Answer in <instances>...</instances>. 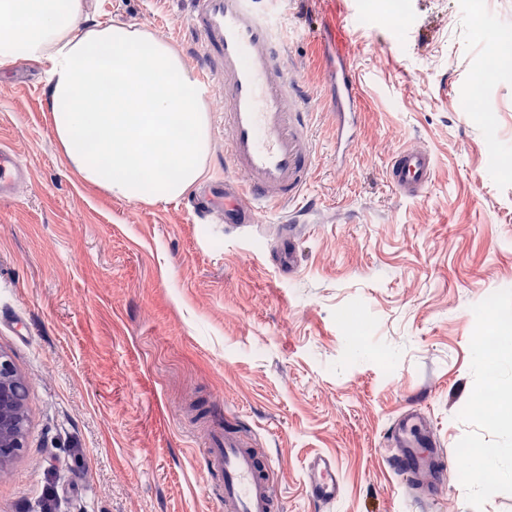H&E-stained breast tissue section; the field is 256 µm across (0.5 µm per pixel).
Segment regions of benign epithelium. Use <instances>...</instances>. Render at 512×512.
<instances>
[{
	"mask_svg": "<svg viewBox=\"0 0 512 512\" xmlns=\"http://www.w3.org/2000/svg\"><path fill=\"white\" fill-rule=\"evenodd\" d=\"M23 389L25 382L11 359L0 353V463L26 447Z\"/></svg>",
	"mask_w": 512,
	"mask_h": 512,
	"instance_id": "obj_1",
	"label": "benign epithelium"
}]
</instances>
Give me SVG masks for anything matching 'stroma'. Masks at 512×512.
Listing matches in <instances>:
<instances>
[{
	"instance_id": "35a3bbf8",
	"label": "stroma",
	"mask_w": 512,
	"mask_h": 512,
	"mask_svg": "<svg viewBox=\"0 0 512 512\" xmlns=\"http://www.w3.org/2000/svg\"><path fill=\"white\" fill-rule=\"evenodd\" d=\"M90 19L166 35L195 70L202 47L177 0H86ZM277 35L311 111L305 196L252 234L181 201L107 196L61 154L47 73L0 63V145L27 167L0 200V351L27 385V445L0 469V512H222L202 471L204 425L274 462L283 512H319L307 458H335L327 512H512V482L477 480L461 452L512 448L476 408L472 338L512 314V0H281ZM360 79L358 148L336 165L323 30ZM482 110L471 109L474 95ZM205 184L223 181L221 92L208 98ZM426 144L415 199L385 179L391 153ZM300 220L297 274L274 262ZM420 403L451 464L417 500L384 456L393 418Z\"/></svg>"
}]
</instances>
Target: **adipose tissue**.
<instances>
[{"label": "adipose tissue", "instance_id": "adipose-tissue-1", "mask_svg": "<svg viewBox=\"0 0 512 512\" xmlns=\"http://www.w3.org/2000/svg\"><path fill=\"white\" fill-rule=\"evenodd\" d=\"M16 59L47 65L53 132L87 183L161 205L204 178L209 111L170 42L123 22L89 24L85 0H0V61Z\"/></svg>", "mask_w": 512, "mask_h": 512}]
</instances>
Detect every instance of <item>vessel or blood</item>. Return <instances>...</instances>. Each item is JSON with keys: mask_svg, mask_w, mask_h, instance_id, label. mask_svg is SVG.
Listing matches in <instances>:
<instances>
[{"mask_svg": "<svg viewBox=\"0 0 512 512\" xmlns=\"http://www.w3.org/2000/svg\"><path fill=\"white\" fill-rule=\"evenodd\" d=\"M187 22L203 48L207 72L221 77L227 134L224 165L231 179L203 191L191 206L215 224L248 230L264 208L300 196L313 173L308 146L312 136L310 110L302 87L290 79L288 60L273 45L277 23L275 0H188ZM329 60V108L336 146L350 153L355 144V119L362 107L359 82L347 61L340 35H333ZM435 174L431 152L422 145L398 148L388 161L386 181L400 196L416 198ZM28 171L14 152L0 146V197L17 193ZM421 406L406 408L393 422L387 450L394 469L415 476L416 490H425L422 473H439L447 452ZM273 461L245 441L216 428L209 434L206 476L223 486L224 512H277L272 481ZM306 485L322 507L342 494L335 458L312 456Z\"/></svg>", "mask_w": 512, "mask_h": 512, "instance_id": "vessel-or-blood-1", "label": "vessel or blood"}]
</instances>
